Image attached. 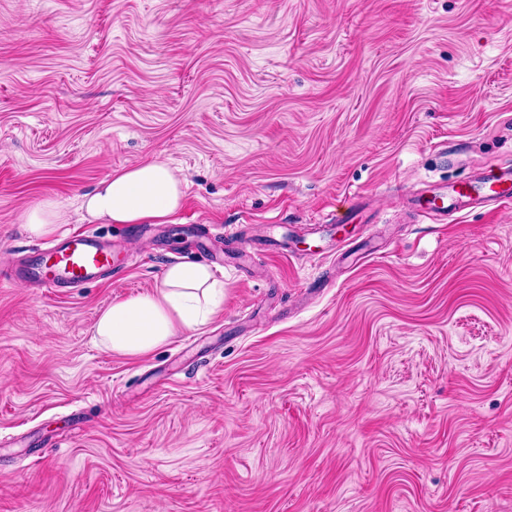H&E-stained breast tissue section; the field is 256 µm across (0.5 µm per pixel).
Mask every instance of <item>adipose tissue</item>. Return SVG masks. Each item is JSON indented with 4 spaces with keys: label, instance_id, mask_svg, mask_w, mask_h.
I'll list each match as a JSON object with an SVG mask.
<instances>
[{
    "label": "adipose tissue",
    "instance_id": "adipose-tissue-1",
    "mask_svg": "<svg viewBox=\"0 0 512 512\" xmlns=\"http://www.w3.org/2000/svg\"><path fill=\"white\" fill-rule=\"evenodd\" d=\"M181 180L163 162L133 166L101 181L83 208L107 224L162 222L181 205ZM224 300V283L196 262L168 265L160 288L113 301L95 334L112 352L138 357L167 344L180 330L204 324Z\"/></svg>",
    "mask_w": 512,
    "mask_h": 512
}]
</instances>
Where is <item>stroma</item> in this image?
I'll return each mask as SVG.
<instances>
[{
    "instance_id": "stroma-1",
    "label": "stroma",
    "mask_w": 512,
    "mask_h": 512,
    "mask_svg": "<svg viewBox=\"0 0 512 512\" xmlns=\"http://www.w3.org/2000/svg\"><path fill=\"white\" fill-rule=\"evenodd\" d=\"M150 161L165 223L86 219ZM509 162L512 0H0V265L46 200L128 265L0 285V512H512V204H407ZM215 253L207 324L95 339Z\"/></svg>"
}]
</instances>
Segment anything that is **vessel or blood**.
Here are the masks:
<instances>
[{"mask_svg": "<svg viewBox=\"0 0 512 512\" xmlns=\"http://www.w3.org/2000/svg\"><path fill=\"white\" fill-rule=\"evenodd\" d=\"M512 202V165L497 166L473 181L432 188L416 195L414 209L419 217L435 224L447 223L449 215L472 209H494ZM124 267L114 258L112 249L97 234L77 231L60 243L40 248L35 259L6 274V282L35 283L48 290L75 288L98 274L120 276Z\"/></svg>", "mask_w": 512, "mask_h": 512, "instance_id": "b4317fda", "label": "vessel or blood"}]
</instances>
